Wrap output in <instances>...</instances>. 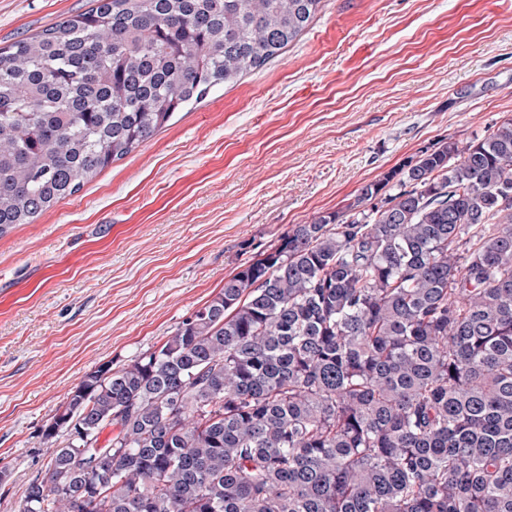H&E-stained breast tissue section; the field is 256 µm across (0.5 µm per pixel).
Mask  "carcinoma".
Instances as JSON below:
<instances>
[{"mask_svg": "<svg viewBox=\"0 0 512 512\" xmlns=\"http://www.w3.org/2000/svg\"><path fill=\"white\" fill-rule=\"evenodd\" d=\"M321 2L95 0L0 47V235ZM40 443L18 512H512V118L296 225L159 348L85 374Z\"/></svg>", "mask_w": 512, "mask_h": 512, "instance_id": "obj_1", "label": "carcinoma"}]
</instances>
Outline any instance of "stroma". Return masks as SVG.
<instances>
[{
  "label": "stroma",
  "instance_id": "1",
  "mask_svg": "<svg viewBox=\"0 0 512 512\" xmlns=\"http://www.w3.org/2000/svg\"><path fill=\"white\" fill-rule=\"evenodd\" d=\"M91 0H0V47ZM512 118V0H322L281 58L0 235V512L83 376L160 346L298 224Z\"/></svg>",
  "mask_w": 512,
  "mask_h": 512
}]
</instances>
